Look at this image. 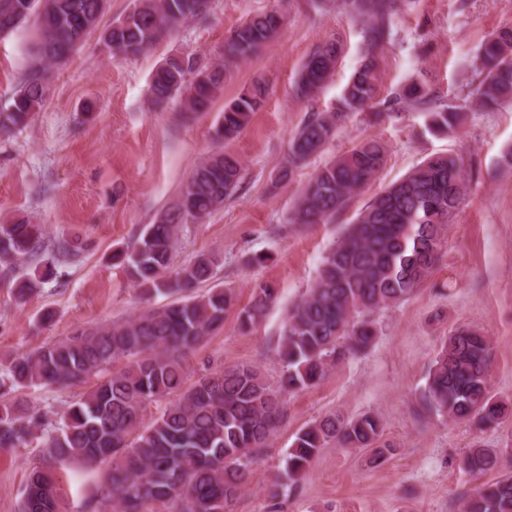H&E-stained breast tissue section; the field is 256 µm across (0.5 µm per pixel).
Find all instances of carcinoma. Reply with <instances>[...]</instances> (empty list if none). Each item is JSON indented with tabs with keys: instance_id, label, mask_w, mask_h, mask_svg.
<instances>
[{
	"instance_id": "1",
	"label": "carcinoma",
	"mask_w": 512,
	"mask_h": 512,
	"mask_svg": "<svg viewBox=\"0 0 512 512\" xmlns=\"http://www.w3.org/2000/svg\"><path fill=\"white\" fill-rule=\"evenodd\" d=\"M362 24L366 53L345 85L339 106L311 112L288 142V160L273 174L290 179L335 138L345 118L370 108L377 96L379 70L374 50L395 35L398 0H344ZM108 0H0V38L32 24L31 68L12 94L0 101V135L29 126L47 102L50 73L69 60L86 39L100 31L101 50L111 58L141 55L186 23L203 19L210 0H132L129 11L98 29ZM287 14L277 7L249 15L224 39V61L205 62L193 52L167 56L153 70L147 94L164 107L173 100L186 113L206 112L224 90L229 67L251 59L277 39ZM343 44L317 47L299 71L294 93L311 99L336 70ZM467 94L482 108L512 101V24L482 45L475 79ZM269 94L263 79L253 80L224 103L217 133L234 140ZM467 105L437 104L428 82L414 77L379 102L374 120L416 112L431 134L458 127ZM387 147L364 140L318 167L297 197L287 223L300 228L328 224L383 168ZM239 158L219 150L200 160L182 185L179 201L139 229L136 243L112 254L142 295H170L166 306L147 307L120 321L78 325L0 365V448L37 443L44 465L35 468L22 494L19 512H62L57 468L96 473L89 512H233L259 450L284 419L283 394L316 386L327 371L364 353L378 336L374 315L408 300L432 274L444 231L464 195L458 159L434 154L404 178L390 184L359 210L353 223L322 254L317 277L288 311L277 344L281 374L270 381L251 363L207 364L186 385L185 359L224 325L233 306L231 289L212 284L224 259L200 255L173 267L174 249L184 227L199 224L224 207L240 187ZM80 243L47 236L43 225L26 220L0 224V266L26 265L15 300L23 303L39 284L55 276L56 265L78 257ZM278 297L265 283L237 314L238 329L261 324ZM489 340L475 329L448 335L432 361L420 398L440 417L497 422L505 402L489 384ZM95 381L72 403L60 423L17 393L33 387H69ZM162 413L146 419L153 403ZM369 448L370 464L380 465L394 451L382 440L378 417L326 414L303 427L286 451L284 477L270 491L273 512L281 495L304 479L322 448ZM505 449L474 445L464 465L474 476L497 467ZM462 512H512V471L480 484L462 500Z\"/></svg>"
}]
</instances>
